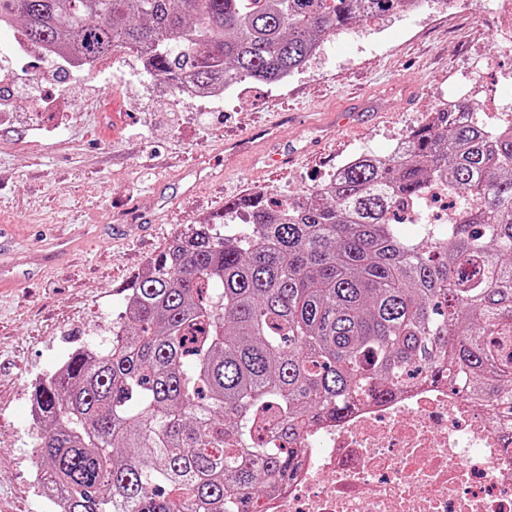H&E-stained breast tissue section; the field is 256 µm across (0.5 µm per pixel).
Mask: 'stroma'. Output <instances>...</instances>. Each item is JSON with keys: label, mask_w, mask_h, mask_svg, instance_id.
<instances>
[{"label": "stroma", "mask_w": 512, "mask_h": 512, "mask_svg": "<svg viewBox=\"0 0 512 512\" xmlns=\"http://www.w3.org/2000/svg\"><path fill=\"white\" fill-rule=\"evenodd\" d=\"M128 59L114 52L87 79L0 53L13 75L0 96L29 85L48 101L0 124V512H46L30 480L33 388L75 349L111 344L144 259L251 187L294 198L351 157L390 154L466 81L482 89L475 106L512 101V40L495 0H467L453 19L444 0H429L354 25L299 72L232 86L208 111L162 79L140 80ZM359 102L364 116L333 129L330 114ZM275 121L277 138L226 167L225 141ZM284 141L302 155L267 168Z\"/></svg>", "instance_id": "stroma-1"}]
</instances>
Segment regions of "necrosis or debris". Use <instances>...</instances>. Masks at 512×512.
Masks as SVG:
<instances>
[{
	"instance_id": "4bbe7bcc",
	"label": "necrosis or debris",
	"mask_w": 512,
	"mask_h": 512,
	"mask_svg": "<svg viewBox=\"0 0 512 512\" xmlns=\"http://www.w3.org/2000/svg\"><path fill=\"white\" fill-rule=\"evenodd\" d=\"M263 512H512V428L423 383L304 436Z\"/></svg>"
}]
</instances>
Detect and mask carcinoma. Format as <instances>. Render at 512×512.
<instances>
[{
	"label": "carcinoma",
	"instance_id": "1",
	"mask_svg": "<svg viewBox=\"0 0 512 512\" xmlns=\"http://www.w3.org/2000/svg\"><path fill=\"white\" fill-rule=\"evenodd\" d=\"M411 0H0L34 43L147 57L172 91L281 81ZM456 104L293 199L251 192L125 289L112 344L34 388L64 512H253L308 427L422 382L512 414V122ZM471 204L404 237L433 181Z\"/></svg>",
	"mask_w": 512,
	"mask_h": 512
}]
</instances>
